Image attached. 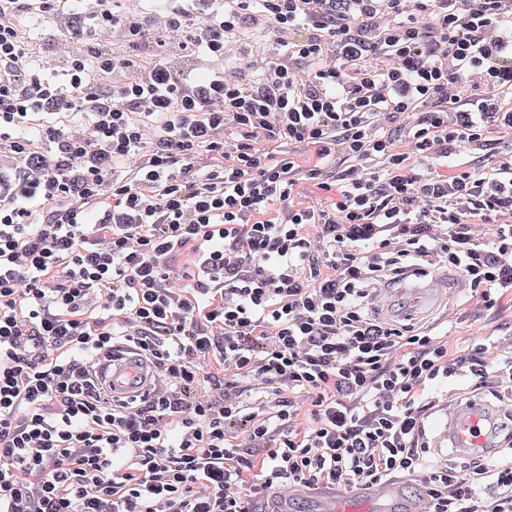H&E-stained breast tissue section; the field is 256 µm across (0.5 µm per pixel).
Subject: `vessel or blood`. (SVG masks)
Returning <instances> with one entry per match:
<instances>
[{
	"label": "vessel or blood",
	"instance_id": "obj_1",
	"mask_svg": "<svg viewBox=\"0 0 512 512\" xmlns=\"http://www.w3.org/2000/svg\"><path fill=\"white\" fill-rule=\"evenodd\" d=\"M448 294V279L437 275L428 280H410L392 289L384 303L395 317H409L434 309ZM99 381L108 396L125 400L150 391L156 384L153 368L134 354H124L102 362L97 369ZM512 416V402L493 405L476 399L457 404L448 414L443 440L458 455L489 456L500 445L498 425ZM380 497L388 512H425L422 498H404L399 487L384 485Z\"/></svg>",
	"mask_w": 512,
	"mask_h": 512
}]
</instances>
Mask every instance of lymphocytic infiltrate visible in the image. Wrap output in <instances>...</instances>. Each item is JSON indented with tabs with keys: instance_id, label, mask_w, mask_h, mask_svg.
Listing matches in <instances>:
<instances>
[{
	"instance_id": "lymphocytic-infiltrate-1",
	"label": "lymphocytic infiltrate",
	"mask_w": 512,
	"mask_h": 512,
	"mask_svg": "<svg viewBox=\"0 0 512 512\" xmlns=\"http://www.w3.org/2000/svg\"><path fill=\"white\" fill-rule=\"evenodd\" d=\"M202 2L169 0L165 26L217 59L266 19L283 51L252 83L141 64L125 0L94 25L126 51L58 83L11 15L59 0H0V142L28 166L0 195V512H253L261 490L393 473L429 512H512V463L432 471L421 441L419 398L485 376L482 350L363 304L437 262L485 308L512 289V156L449 162L512 132V0H224L200 23ZM94 68L128 78L101 92ZM129 349L166 384L108 399L91 369Z\"/></svg>"
}]
</instances>
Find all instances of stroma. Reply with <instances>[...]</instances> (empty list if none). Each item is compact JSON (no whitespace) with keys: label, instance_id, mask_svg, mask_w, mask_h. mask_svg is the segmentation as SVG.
<instances>
[{"label":"stroma","instance_id":"1","mask_svg":"<svg viewBox=\"0 0 512 512\" xmlns=\"http://www.w3.org/2000/svg\"><path fill=\"white\" fill-rule=\"evenodd\" d=\"M126 7L131 15L147 21V42H165L175 70L193 67L198 76L206 75V68L196 67L194 59L182 52L178 40L156 25V18L164 13V0H127ZM98 8V0H65L51 14L34 8L16 13L15 22L29 45L27 66L60 81L74 54L89 57L121 51L123 45L113 33L86 35L85 29ZM259 30V24L252 22L242 26L230 37L222 63L226 73L236 75L244 83L252 81L254 64L274 56L278 49L276 42L261 37ZM414 325L433 334L448 335L449 353L454 357L472 352L489 339L495 341L498 353H512V302L506 300L498 308H485L466 285L451 289L447 306L435 314L415 319ZM467 397L489 401L512 397V376L501 370L479 380L460 371L431 387L426 397L430 466L458 469L473 466V458L453 456L438 444L449 405ZM283 502L288 505L287 512H327L334 506L342 512H379L381 507L380 502L372 499L370 491L361 486L336 490L323 486L296 487L285 493L270 489L255 495L253 507L255 512H275Z\"/></svg>","mask_w":512,"mask_h":512}]
</instances>
